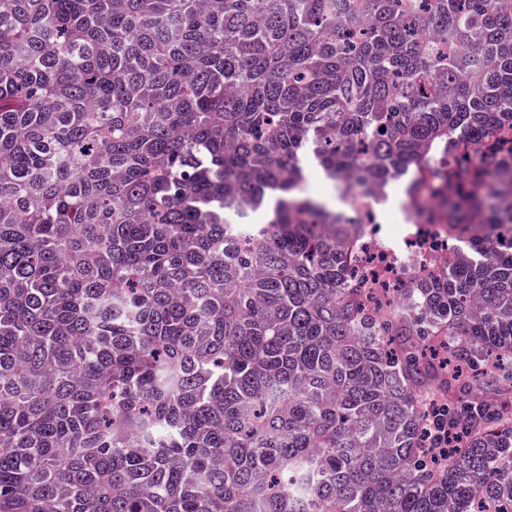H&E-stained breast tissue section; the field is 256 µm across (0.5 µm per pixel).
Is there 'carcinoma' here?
Instances as JSON below:
<instances>
[{
  "label": "carcinoma",
  "mask_w": 512,
  "mask_h": 512,
  "mask_svg": "<svg viewBox=\"0 0 512 512\" xmlns=\"http://www.w3.org/2000/svg\"><path fill=\"white\" fill-rule=\"evenodd\" d=\"M507 127L506 0H0V512L512 501ZM307 157L454 260L367 288Z\"/></svg>",
  "instance_id": "cac0c4a2"
}]
</instances>
